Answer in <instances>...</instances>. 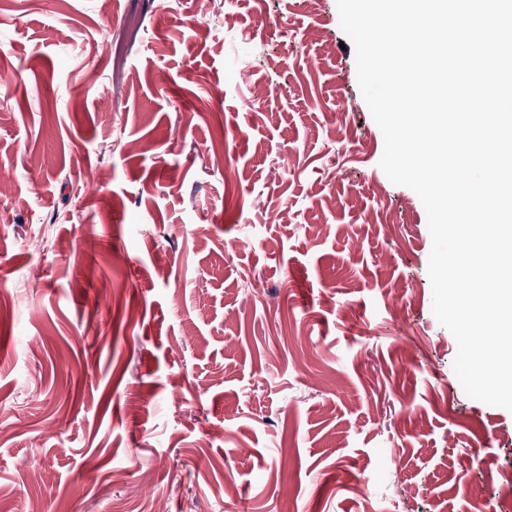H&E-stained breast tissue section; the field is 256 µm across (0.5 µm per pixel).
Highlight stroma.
Masks as SVG:
<instances>
[{
    "label": "stroma",
    "instance_id": "obj_1",
    "mask_svg": "<svg viewBox=\"0 0 512 512\" xmlns=\"http://www.w3.org/2000/svg\"><path fill=\"white\" fill-rule=\"evenodd\" d=\"M1 75L11 512L512 498V412L454 372L336 0H0Z\"/></svg>",
    "mask_w": 512,
    "mask_h": 512
}]
</instances>
